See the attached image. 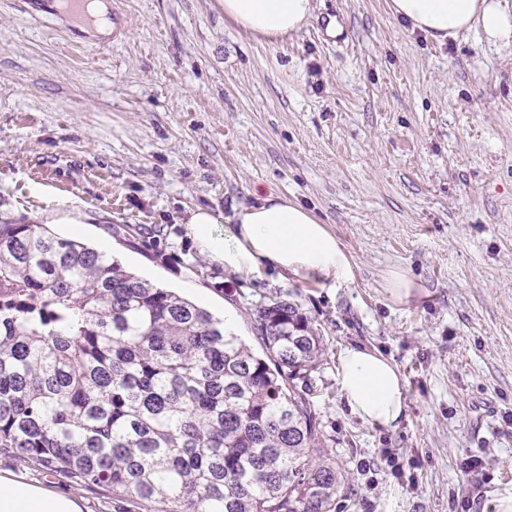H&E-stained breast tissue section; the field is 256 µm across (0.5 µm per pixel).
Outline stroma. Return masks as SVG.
Returning a JSON list of instances; mask_svg holds the SVG:
<instances>
[{"label":"stroma","instance_id":"1","mask_svg":"<svg viewBox=\"0 0 512 512\" xmlns=\"http://www.w3.org/2000/svg\"><path fill=\"white\" fill-rule=\"evenodd\" d=\"M105 2L121 38L61 0H0V216L107 251L257 351L252 307L297 304L325 344L303 391L348 474L336 512H495L512 486V42H437L390 0H312L276 43L219 0ZM272 192L328 225L353 282L238 274L187 237L189 210L228 217ZM393 269L415 296L389 294ZM350 346L399 368L396 427L342 398ZM0 469L85 512H142L10 455Z\"/></svg>","mask_w":512,"mask_h":512}]
</instances>
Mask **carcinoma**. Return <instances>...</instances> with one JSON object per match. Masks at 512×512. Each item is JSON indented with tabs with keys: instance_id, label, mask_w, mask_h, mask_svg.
<instances>
[{
	"instance_id": "obj_1",
	"label": "carcinoma",
	"mask_w": 512,
	"mask_h": 512,
	"mask_svg": "<svg viewBox=\"0 0 512 512\" xmlns=\"http://www.w3.org/2000/svg\"><path fill=\"white\" fill-rule=\"evenodd\" d=\"M224 321L83 243L0 219V453L147 512H336L348 477L296 389L298 307Z\"/></svg>"
}]
</instances>
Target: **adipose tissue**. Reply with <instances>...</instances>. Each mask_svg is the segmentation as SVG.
<instances>
[{
  "label": "adipose tissue",
  "instance_id": "adipose-tissue-1",
  "mask_svg": "<svg viewBox=\"0 0 512 512\" xmlns=\"http://www.w3.org/2000/svg\"><path fill=\"white\" fill-rule=\"evenodd\" d=\"M224 15L255 38L276 42L299 33L312 0H221ZM395 16L443 42L481 27L489 40L512 36V11L501 0H390ZM214 211L190 212L186 231L201 252L241 274L274 269L334 283L353 278L335 234L309 209L283 194L234 209L228 227ZM337 381L350 410L370 426L393 427L405 412L403 379L392 360L359 347L346 348ZM0 512H82L73 498L0 470Z\"/></svg>",
  "mask_w": 512,
  "mask_h": 512
}]
</instances>
